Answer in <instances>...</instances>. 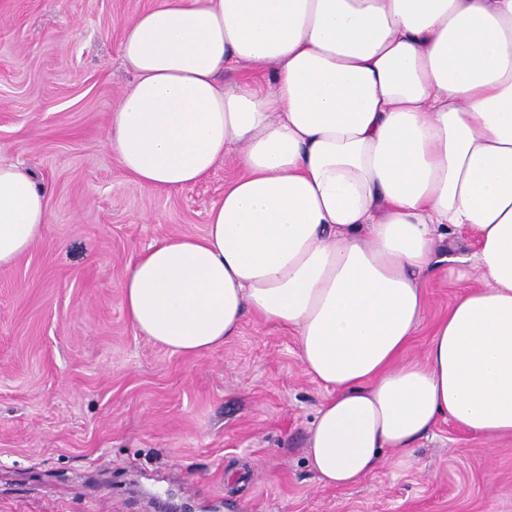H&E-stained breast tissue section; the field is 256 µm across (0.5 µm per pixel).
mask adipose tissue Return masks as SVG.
Segmentation results:
<instances>
[{"instance_id":"obj_1","label":"adipose tissue","mask_w":512,"mask_h":512,"mask_svg":"<svg viewBox=\"0 0 512 512\" xmlns=\"http://www.w3.org/2000/svg\"><path fill=\"white\" fill-rule=\"evenodd\" d=\"M119 54L134 79L108 146L126 174L172 191L238 170L203 236L128 266L139 334L199 355L247 311L294 332L326 392L306 443L323 486L442 419L512 437V0H154ZM244 64L273 77L223 82ZM49 222L44 189L0 162V269ZM443 225L476 235L478 285L410 358Z\"/></svg>"}]
</instances>
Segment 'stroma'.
<instances>
[{"instance_id":"obj_1","label":"stroma","mask_w":512,"mask_h":512,"mask_svg":"<svg viewBox=\"0 0 512 512\" xmlns=\"http://www.w3.org/2000/svg\"><path fill=\"white\" fill-rule=\"evenodd\" d=\"M153 0H0V161L48 196L44 234L0 269V512H512V437L488 442L451 421L412 464L385 451L359 485L318 484L307 430L324 390L296 337L245 313L201 355L136 333L122 306L135 255L166 236H202L235 177L147 190L107 145L132 75L125 22ZM449 261L425 288L408 349L473 286L475 235L452 227Z\"/></svg>"}]
</instances>
